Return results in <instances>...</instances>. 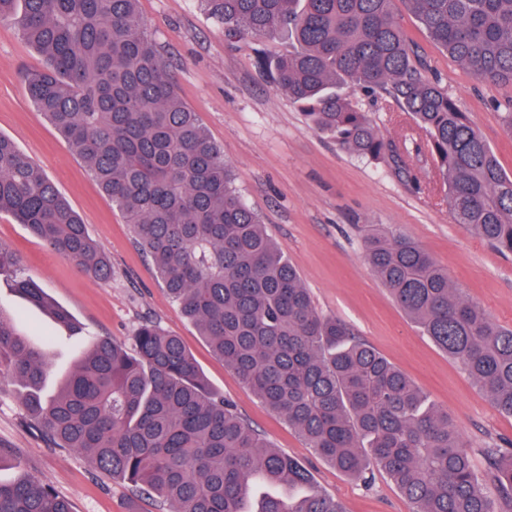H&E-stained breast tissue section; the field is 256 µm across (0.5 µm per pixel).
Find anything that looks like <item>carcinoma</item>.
Returning a JSON list of instances; mask_svg holds the SVG:
<instances>
[{
	"mask_svg": "<svg viewBox=\"0 0 512 512\" xmlns=\"http://www.w3.org/2000/svg\"><path fill=\"white\" fill-rule=\"evenodd\" d=\"M427 35L485 83L512 82V0H406ZM139 0H0L46 65L28 97L87 165L171 300L213 353L315 453L369 483L382 471L410 512H512V448L484 449L483 474L448 411L342 320L317 311L296 266L242 199L230 165L176 90ZM317 132L406 168L358 93L383 92L423 134L457 224L512 255V174L460 111L395 20L393 0H200ZM292 50L270 57L264 38ZM98 281L112 264L56 185L0 134V215ZM364 259L421 335L512 416V328L454 286L406 235L369 225ZM17 289L67 323L30 278ZM49 346L0 311V366L26 417L58 448L157 496L171 512H344L309 469L273 447L214 392L181 338L145 321L132 346L95 341L47 395ZM0 512H72L25 478L0 483Z\"/></svg>",
	"mask_w": 512,
	"mask_h": 512,
	"instance_id": "carcinoma-1",
	"label": "carcinoma"
}]
</instances>
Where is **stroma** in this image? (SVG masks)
<instances>
[{
	"label": "stroma",
	"mask_w": 512,
	"mask_h": 512,
	"mask_svg": "<svg viewBox=\"0 0 512 512\" xmlns=\"http://www.w3.org/2000/svg\"><path fill=\"white\" fill-rule=\"evenodd\" d=\"M393 10L414 50L512 173V135L498 110L512 99V84L478 82L420 28L404 0H395ZM139 11L170 63L179 94L223 149L243 200L297 267L316 309L345 320L360 340L447 409L475 451L476 470H484L481 448L512 442V416L500 413L459 364L397 308L364 260V237L372 224L411 237L447 268L464 297L504 326H512V255H501L454 222L430 157L413 159L409 174L402 175L312 130L288 95L266 81L250 49L228 40L198 0H139ZM43 64L16 26L0 24V134L11 137L57 186L110 257L113 275L100 282L79 273L2 215L0 246L18 256L23 271L76 325L55 322L20 295L8 275L0 276V311L31 342L52 337L54 376L71 369L94 337L127 343L143 320H154L181 336L210 387L276 448L300 460L316 486L338 497L345 512H410L384 473L375 472L366 486L327 464L211 352L169 299L130 226L86 164L30 102L23 76ZM361 102L386 138L415 135L409 115L391 98L380 94ZM54 376L46 381L47 391L56 389ZM27 475L66 497L73 512L160 510L157 501L136 495L123 480L96 472L87 456L47 445L27 421L18 386L6 381L0 383V481Z\"/></svg>",
	"instance_id": "35a3bbf8"
}]
</instances>
